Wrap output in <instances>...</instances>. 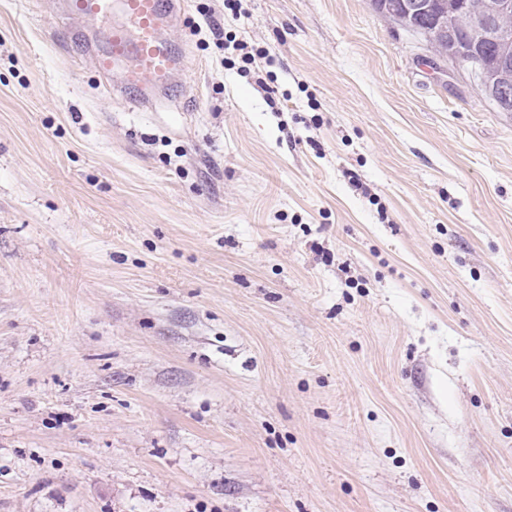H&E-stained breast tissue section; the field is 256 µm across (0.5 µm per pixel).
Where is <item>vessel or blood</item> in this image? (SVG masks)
Listing matches in <instances>:
<instances>
[{
    "label": "vessel or blood",
    "instance_id": "1",
    "mask_svg": "<svg viewBox=\"0 0 512 512\" xmlns=\"http://www.w3.org/2000/svg\"><path fill=\"white\" fill-rule=\"evenodd\" d=\"M121 2L125 22L96 33L71 31L81 56L99 74L120 69V92H137L147 102L150 89L169 88L182 62L163 37L165 26L180 15L181 0H63L64 12L76 19H104Z\"/></svg>",
    "mask_w": 512,
    "mask_h": 512
}]
</instances>
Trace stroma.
<instances>
[{
  "instance_id": "stroma-1",
  "label": "stroma",
  "mask_w": 512,
  "mask_h": 512,
  "mask_svg": "<svg viewBox=\"0 0 512 512\" xmlns=\"http://www.w3.org/2000/svg\"><path fill=\"white\" fill-rule=\"evenodd\" d=\"M56 2L0 0V512H512L470 69L372 0H184L140 108Z\"/></svg>"
}]
</instances>
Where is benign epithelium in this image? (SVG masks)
I'll use <instances>...</instances> for the list:
<instances>
[{"label":"benign epithelium","mask_w":512,"mask_h":512,"mask_svg":"<svg viewBox=\"0 0 512 512\" xmlns=\"http://www.w3.org/2000/svg\"><path fill=\"white\" fill-rule=\"evenodd\" d=\"M376 7L414 34L446 40L441 58L476 63L494 110L512 117V0H381Z\"/></svg>","instance_id":"benign-epithelium-1"}]
</instances>
